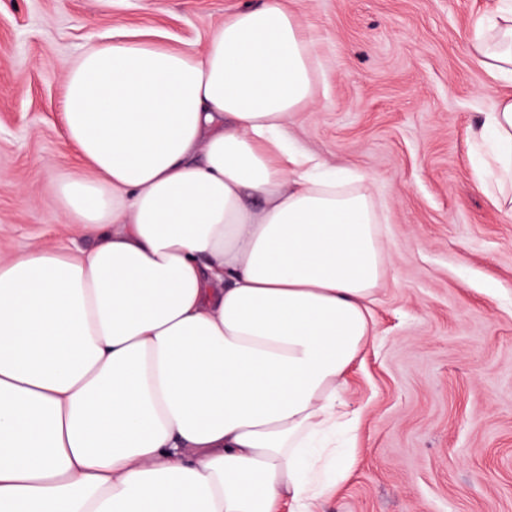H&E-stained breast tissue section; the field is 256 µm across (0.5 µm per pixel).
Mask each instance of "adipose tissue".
<instances>
[{
	"label": "adipose tissue",
	"mask_w": 512,
	"mask_h": 512,
	"mask_svg": "<svg viewBox=\"0 0 512 512\" xmlns=\"http://www.w3.org/2000/svg\"><path fill=\"white\" fill-rule=\"evenodd\" d=\"M470 43L512 80V4ZM65 88L92 176L63 214L95 238L0 259V512H315L390 256L370 187L286 141L298 22L263 0L198 53L94 45ZM486 129L512 206V96Z\"/></svg>",
	"instance_id": "ef3b65f1"
}]
</instances>
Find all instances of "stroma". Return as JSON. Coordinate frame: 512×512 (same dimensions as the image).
<instances>
[{"mask_svg": "<svg viewBox=\"0 0 512 512\" xmlns=\"http://www.w3.org/2000/svg\"><path fill=\"white\" fill-rule=\"evenodd\" d=\"M261 0H0V254L72 237L57 195L81 173L62 122L87 46L128 34L199 51ZM314 68L288 125L328 165L372 177L389 275L346 399L348 476L318 512H512V209L475 177L512 81L472 57L500 0H283Z\"/></svg>", "mask_w": 512, "mask_h": 512, "instance_id": "obj_1", "label": "stroma"}]
</instances>
